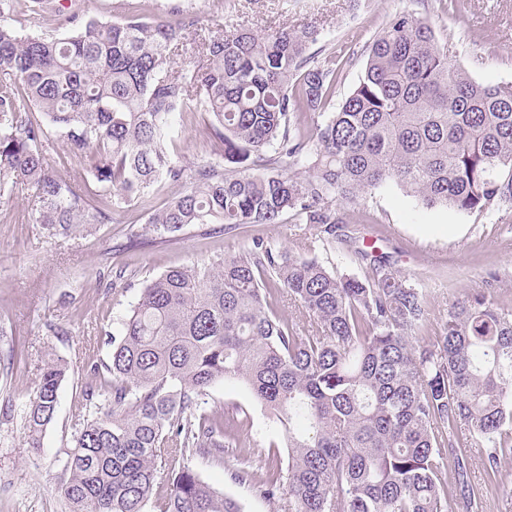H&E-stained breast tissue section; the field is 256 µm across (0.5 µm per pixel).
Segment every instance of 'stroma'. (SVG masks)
Segmentation results:
<instances>
[{
  "label": "stroma",
  "mask_w": 512,
  "mask_h": 512,
  "mask_svg": "<svg viewBox=\"0 0 512 512\" xmlns=\"http://www.w3.org/2000/svg\"><path fill=\"white\" fill-rule=\"evenodd\" d=\"M63 7L111 21L139 14L166 16L173 0H57ZM204 24L262 33L288 27L321 29L309 48L316 60L338 49L362 52L372 35L395 15L410 11L428 20L450 59L476 81L512 87V0H180ZM211 146L201 117L185 115L176 127L174 155L186 162L208 159ZM161 183L147 199L114 214L108 224L77 228L69 236L17 217L31 203L20 187L0 205V512H65L58 492L72 436L85 409L83 389L90 363L108 359L110 334L137 301L141 288L167 270L209 265L260 238L279 248L296 246L302 229L290 221L243 224L233 229L191 226L162 241L149 214L177 194ZM358 247L384 255L391 268L427 291L429 315L417 337L436 343L449 303L491 285L495 300L512 307V208L460 213L426 208L398 188L373 190L364 204L344 210ZM63 358L68 372L58 393L54 422L39 448L27 444L25 407L35 394L45 362ZM207 410L245 421L243 438L267 447L278 435L270 412L235 381L209 390ZM191 465L217 491L237 499L244 512H280L252 482L236 478L240 463L226 454L220 466Z\"/></svg>",
  "instance_id": "obj_1"
}]
</instances>
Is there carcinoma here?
<instances>
[{
    "instance_id": "obj_1",
    "label": "carcinoma",
    "mask_w": 512,
    "mask_h": 512,
    "mask_svg": "<svg viewBox=\"0 0 512 512\" xmlns=\"http://www.w3.org/2000/svg\"><path fill=\"white\" fill-rule=\"evenodd\" d=\"M14 9L0 0V199L34 188L22 221L66 236L110 224L165 181L182 191L148 217L162 237L288 214L312 230L295 252L255 239L141 289L110 357L89 368L59 482L69 512H243L188 464L222 466L232 445L262 456L242 443L239 419L203 407L229 380L281 429L287 465L256 485L282 512H451L445 450L462 509L486 512L469 448L482 446L486 482L499 483L512 456V309L476 289L448 307L436 344L421 345L422 289L371 250L354 251L362 278L336 274L319 250L351 245L340 206L384 185L427 208L512 207V87L473 80L409 12L374 36L357 87L330 112L353 54L315 61L316 29L226 36L177 5L165 20L73 13L64 36H23L7 21ZM192 43L198 60L178 64ZM198 112L214 157L177 163L175 118ZM305 112L326 118L302 128ZM55 140L72 178L53 172ZM281 291L296 318L276 315ZM65 372L60 360L42 368L25 411L32 448L54 420Z\"/></svg>"
}]
</instances>
